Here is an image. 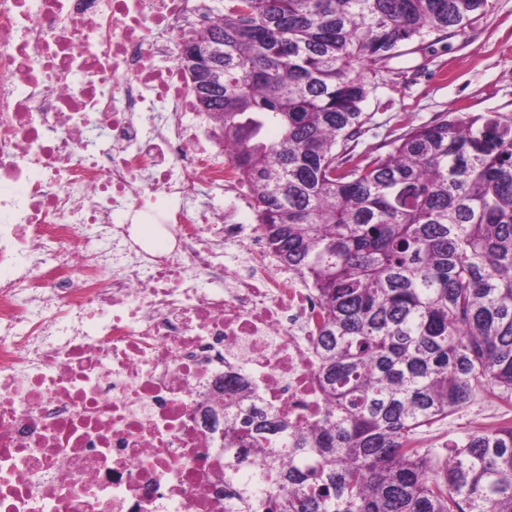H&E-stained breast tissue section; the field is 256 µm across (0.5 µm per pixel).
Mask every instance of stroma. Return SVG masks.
I'll list each match as a JSON object with an SVG mask.
<instances>
[{
	"label": "stroma",
	"mask_w": 512,
	"mask_h": 512,
	"mask_svg": "<svg viewBox=\"0 0 512 512\" xmlns=\"http://www.w3.org/2000/svg\"><path fill=\"white\" fill-rule=\"evenodd\" d=\"M391 66L392 73L366 76L372 84L363 106L369 121L353 142L355 152L448 112L512 116V0H489L464 33L409 45ZM499 403L494 393L480 392L468 408L422 428L419 436L447 450L485 406Z\"/></svg>",
	"instance_id": "obj_1"
}]
</instances>
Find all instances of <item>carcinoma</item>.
<instances>
[{
	"mask_svg": "<svg viewBox=\"0 0 512 512\" xmlns=\"http://www.w3.org/2000/svg\"><path fill=\"white\" fill-rule=\"evenodd\" d=\"M488 0H224L204 96L280 262L323 299L322 423L224 380V512H512V426L441 458L419 429L512 404V118L441 115L365 154L371 84Z\"/></svg>",
	"mask_w": 512,
	"mask_h": 512,
	"instance_id": "cac0c4a2",
	"label": "carcinoma"
}]
</instances>
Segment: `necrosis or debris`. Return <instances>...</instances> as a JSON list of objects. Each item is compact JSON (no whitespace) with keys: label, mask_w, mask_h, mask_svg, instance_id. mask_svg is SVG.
Wrapping results in <instances>:
<instances>
[{"label":"necrosis or debris","mask_w":512,"mask_h":512,"mask_svg":"<svg viewBox=\"0 0 512 512\" xmlns=\"http://www.w3.org/2000/svg\"><path fill=\"white\" fill-rule=\"evenodd\" d=\"M214 24L206 0H0V512H223L229 376L289 426L327 414L320 291L176 60Z\"/></svg>","instance_id":"necrosis-or-debris-1"}]
</instances>
